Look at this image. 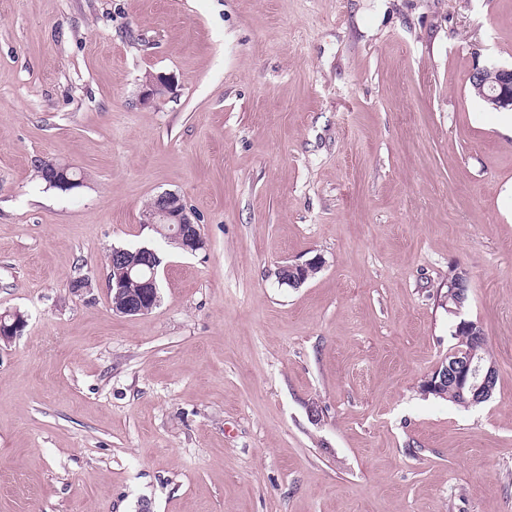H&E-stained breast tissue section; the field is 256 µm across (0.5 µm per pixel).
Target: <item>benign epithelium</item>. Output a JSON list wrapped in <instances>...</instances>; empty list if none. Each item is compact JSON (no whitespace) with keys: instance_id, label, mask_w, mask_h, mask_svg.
Listing matches in <instances>:
<instances>
[{"instance_id":"7a95c632","label":"benign epithelium","mask_w":512,"mask_h":512,"mask_svg":"<svg viewBox=\"0 0 512 512\" xmlns=\"http://www.w3.org/2000/svg\"><path fill=\"white\" fill-rule=\"evenodd\" d=\"M471 86L489 107L512 110V67L478 68L471 76ZM146 224L156 233L177 241L187 252L193 253L204 247L200 225L192 221L191 211L173 192H163L155 197L153 217ZM160 263L155 249L149 245H141L133 251L124 247L112 248L109 261L112 284L108 285L112 310L128 316L142 315L151 310L158 303ZM312 267L321 268V258L280 265L276 271L278 283L297 288L305 282L304 271ZM134 277L139 280V290L135 295H127L123 285ZM25 324L26 319L20 313L1 315L0 340H10L20 334ZM457 335L470 337L469 344L455 348L451 358L441 362L424 382V387L433 392L453 387L470 407L491 398L498 371L493 363L484 365L478 355V348L486 340L479 323L460 321Z\"/></svg>"}]
</instances>
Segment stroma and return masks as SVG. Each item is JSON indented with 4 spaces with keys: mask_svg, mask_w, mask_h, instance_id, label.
<instances>
[{
    "mask_svg": "<svg viewBox=\"0 0 512 512\" xmlns=\"http://www.w3.org/2000/svg\"><path fill=\"white\" fill-rule=\"evenodd\" d=\"M492 65L512 0H0V315L26 319L0 341V512H512V115L470 84ZM169 191L204 248L145 224ZM145 243L160 300L114 312L106 256ZM459 269L498 369L468 409L422 390ZM57 163H60L57 159H48L40 161L39 165L37 166L38 173L40 174L41 179L49 185L51 188H55L61 191H70L72 189H65L64 187H61L57 184H48V178H47V172L51 171ZM72 171V167H70L67 163H60L57 167H55L54 172L52 174V179L59 183H63L69 188H75L78 187L80 184V179H74L69 177V172ZM322 260L320 257L305 261L303 263H286L278 266L275 272L278 283L280 285H286L291 288H297L305 282L303 273L308 268L322 267Z\"/></svg>",
    "mask_w": 512,
    "mask_h": 512,
    "instance_id": "obj_1",
    "label": "stroma"
}]
</instances>
